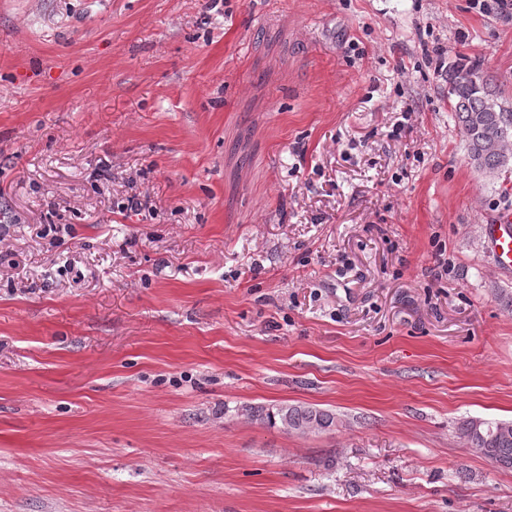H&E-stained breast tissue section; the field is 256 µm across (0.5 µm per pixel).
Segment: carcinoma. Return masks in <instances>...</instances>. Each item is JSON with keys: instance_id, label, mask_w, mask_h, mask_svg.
I'll list each match as a JSON object with an SVG mask.
<instances>
[{"instance_id": "1", "label": "carcinoma", "mask_w": 512, "mask_h": 512, "mask_svg": "<svg viewBox=\"0 0 512 512\" xmlns=\"http://www.w3.org/2000/svg\"><path fill=\"white\" fill-rule=\"evenodd\" d=\"M448 100L455 122L467 145L474 167L494 174L512 160L507 145L512 142V110L503 106L479 75V64L448 70ZM250 416L268 425L280 424L297 433L325 432L336 428V414L305 405H285L275 410L249 408ZM459 436L482 457L512 469V421L467 418L458 426Z\"/></svg>"}]
</instances>
